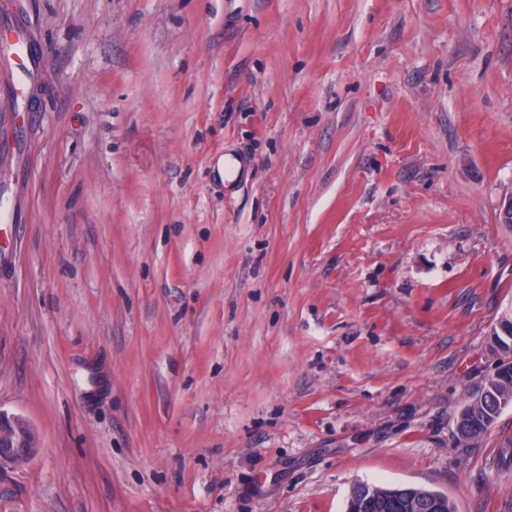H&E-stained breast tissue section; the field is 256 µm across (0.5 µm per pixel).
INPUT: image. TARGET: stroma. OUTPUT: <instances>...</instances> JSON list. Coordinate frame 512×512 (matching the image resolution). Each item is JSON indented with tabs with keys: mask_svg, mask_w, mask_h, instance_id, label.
<instances>
[{
	"mask_svg": "<svg viewBox=\"0 0 512 512\" xmlns=\"http://www.w3.org/2000/svg\"><path fill=\"white\" fill-rule=\"evenodd\" d=\"M19 3L0 512H512V407L456 433L512 309V0ZM0 45L6 51L2 60L0 58V69L2 67L5 72H13L17 68V62L13 58L15 55L24 62L20 75L24 78L25 83L31 82L39 73L45 60L44 53L37 48L34 40L20 38L15 27H6L0 29ZM35 450L30 426L23 419L8 417L0 411V465L26 462ZM376 492L370 494L367 491L363 496L359 494V484H354L352 487L351 494L358 495V508L360 512H407L405 508L404 500L399 499L395 505L385 503L387 498L383 497L385 488L382 486H376Z\"/></svg>",
	"mask_w": 512,
	"mask_h": 512,
	"instance_id": "35a3bbf8",
	"label": "stroma"
}]
</instances>
